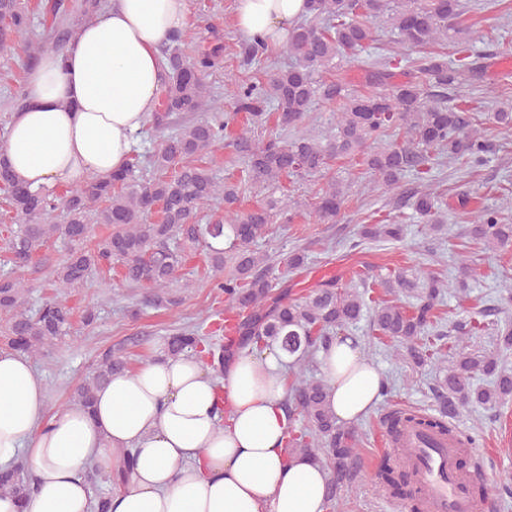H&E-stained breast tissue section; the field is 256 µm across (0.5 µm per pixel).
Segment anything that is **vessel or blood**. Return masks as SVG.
Instances as JSON below:
<instances>
[{
	"label": "vessel or blood",
	"instance_id": "vessel-or-blood-1",
	"mask_svg": "<svg viewBox=\"0 0 512 512\" xmlns=\"http://www.w3.org/2000/svg\"><path fill=\"white\" fill-rule=\"evenodd\" d=\"M398 445L408 451L405 462L422 512H491L492 499L477 498L469 491L455 440L436 430L409 424L402 428Z\"/></svg>",
	"mask_w": 512,
	"mask_h": 512
}]
</instances>
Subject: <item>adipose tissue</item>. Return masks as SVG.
I'll list each match as a JSON object with an SVG mask.
<instances>
[{"label": "adipose tissue", "instance_id": "adipose-tissue-1", "mask_svg": "<svg viewBox=\"0 0 512 512\" xmlns=\"http://www.w3.org/2000/svg\"><path fill=\"white\" fill-rule=\"evenodd\" d=\"M307 0H238L239 33L287 43ZM187 0H112L64 52L48 49L25 74L0 158L38 190L124 169L160 103V48L187 24ZM337 419L353 422L380 398L383 375L351 339L320 351ZM284 354L246 346L223 378L195 353L142 360L99 389L93 410L49 414L30 361L0 351V468L25 459L35 490L0 495V512H95L87 471L113 485L108 512H325L329 472L286 446Z\"/></svg>", "mask_w": 512, "mask_h": 512}]
</instances>
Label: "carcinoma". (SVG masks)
<instances>
[{
    "instance_id": "carcinoma-1",
    "label": "carcinoma",
    "mask_w": 512,
    "mask_h": 512,
    "mask_svg": "<svg viewBox=\"0 0 512 512\" xmlns=\"http://www.w3.org/2000/svg\"><path fill=\"white\" fill-rule=\"evenodd\" d=\"M308 20L292 28L288 37L291 62L272 72L266 81L240 88L235 111L246 121L214 112L209 103L206 78L221 65L222 36L208 30L209 47L194 54L180 45L183 34L174 33L162 51L166 78L161 104L153 116L156 127L182 114L206 116L179 123L148 164L162 176L141 183L127 167L106 179L52 193L30 189L16 179L0 160V192L6 203L0 235L10 261L21 266L39 254L54 236L68 241L66 258L53 269L58 295L36 312L23 307L24 285L13 275L0 276V312L9 315L3 331L5 345L13 352L38 356L70 329L71 308L59 295L83 283L102 265L116 261L123 280L146 288H167L192 252L204 248L215 272L214 288L224 294V321L186 328L170 337L168 355L176 358L193 351L203 356L223 376L226 363L238 349L256 343L276 344L288 358L291 370L286 398L287 447L291 451L326 461L334 477L326 490L327 512H336L340 488L361 465L360 436L356 425H345L331 411L328 385L308 380L303 371L310 357L327 349L336 336L361 317L370 314L369 331L376 346L392 350L395 357L416 366L444 367L435 388L438 417L424 416L413 409L387 415L391 429L402 422L456 435L447 418L464 406L494 409L512 399V371L499 357L461 346L464 337L492 329L502 346L512 349V323L498 319L499 304L484 306L468 323L454 325V344L449 334L438 329L446 290L463 285L470 271L468 257L458 266L462 279L444 282L412 265H399L386 274L357 273L360 284L323 281L298 298L286 286L269 279L273 266L252 250L272 224L288 223L295 202L268 196L248 210L239 207L240 186L220 182L202 164L213 147L229 139L247 160L248 177L272 185L283 178L305 180L329 169L334 160L344 159L364 166L375 187L395 195L396 205L413 210L417 222L431 233L443 231L435 198L423 186L433 183L438 166L450 161L472 175L496 151L493 139L474 130L485 112L484 102L463 96L460 88L482 79L485 66L474 53L469 27L464 24L462 0H308ZM49 15L56 40L63 46L72 40L101 0H41ZM31 13L23 0H0V46H11L25 65L37 58L31 39ZM392 36L396 50L372 64L361 92L350 87L344 66L378 41ZM448 43L452 59L446 60L428 47ZM267 43L251 40L244 48L243 63L261 61ZM418 53L413 67L398 71L404 56ZM336 71L330 81L319 79L324 71ZM317 101L338 107L336 122L322 139L307 134L290 140L262 141L251 135L252 126L267 119L270 107L277 111L278 125L298 129L311 121ZM413 176L416 185L403 187L402 179ZM349 184L342 179L329 182L317 196L314 221H337L348 198ZM224 202V215L198 224V213L216 201ZM159 219L149 221L152 211ZM107 224L111 232L96 247L84 242L89 225ZM459 232L490 248H512V218L493 208L482 210ZM404 233L403 218L396 215L375 224H363L360 241L398 240ZM225 238L229 246L217 247ZM123 349L102 351L93 373L78 387L76 404L89 410L97 390L128 369ZM301 419L304 427L293 422ZM394 465L382 479L392 490L409 482ZM33 490L22 463L0 471V494L25 498Z\"/></svg>"
}]
</instances>
